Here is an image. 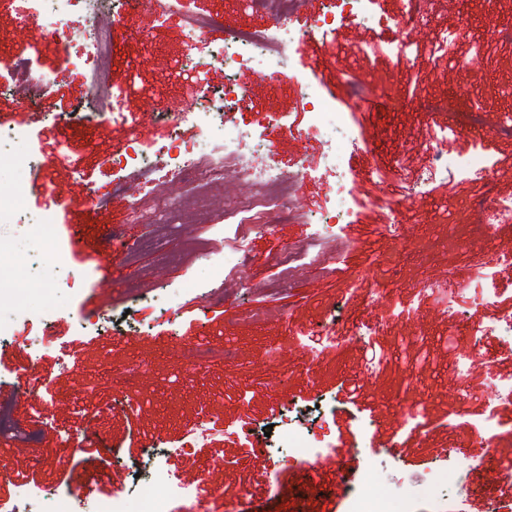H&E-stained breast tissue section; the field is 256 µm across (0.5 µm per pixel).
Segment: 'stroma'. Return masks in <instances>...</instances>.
<instances>
[{"mask_svg": "<svg viewBox=\"0 0 512 512\" xmlns=\"http://www.w3.org/2000/svg\"><path fill=\"white\" fill-rule=\"evenodd\" d=\"M427 8L426 26L346 22L299 45L283 79L267 81L246 108L227 113L261 136L283 127L273 147L254 156L256 167L288 171L312 161L295 195L313 216L326 206L332 176L318 163L324 139L308 131L305 84L318 85L369 142L350 162L357 206L342 227L352 247L340 271L303 268L295 287L280 290L281 266L311 225L272 221L251 233L242 242L243 278L230 282L211 267L207 250L233 234L224 218L243 208L252 187L227 172L213 184L212 223L163 224L165 210L189 207L187 185L161 172L149 183L112 163L130 144L161 159L176 137L191 134L172 123V113L201 106L203 87L223 85V68L211 62L219 37L188 40L190 17L223 16L228 31L263 29L271 18L246 0H184L173 15L156 10L114 23L104 78L122 89L123 115L86 120L79 116L87 108L86 73L65 68L44 43V16L27 0H0V81H9L23 52L35 74L53 79L47 111L0 94V125L23 130L33 158L24 207L0 224V238L29 254L36 275L58 288L50 304L33 298L25 313L34 329H49V349L0 341V402L11 404L16 423L15 431L0 432L10 449L0 458V512H25L13 496L20 480L41 486L43 512L61 493L135 496L148 452L185 447L205 416L222 422L223 433L168 465L205 475L200 493L210 512H250L271 498L279 512H346V494L333 492L335 469L276 471L250 450L268 426L301 406L314 424L326 425L333 447L350 449L349 485L369 468L402 491L446 463L460 468L458 487L416 512H512V486L484 483L474 468L492 444L480 430L486 418L497 426L494 444H512V405L485 396L512 374V338L477 331L512 319V267L500 268L494 303L479 309L458 295L449 314L436 296L416 290L438 279L464 287L512 242V228L481 229L479 212L456 221L458 210L485 194L512 199V139L464 120L477 110L512 118V42L493 35L487 0H428ZM450 33L455 46H441ZM405 37L419 54L391 52ZM476 50L480 61L463 63V53ZM350 77L368 84L365 101L349 99ZM427 98L453 106L446 124L422 111ZM435 144L451 156L483 150L495 165L483 180L422 183ZM394 200L404 208L388 228ZM144 201L152 204L149 221L132 223ZM41 215L52 220L65 269L31 246V224ZM105 265L111 285L102 288ZM362 272L367 282H359ZM69 279L81 281V290L65 288ZM205 341L219 356L193 362L190 350ZM225 349L231 358L222 357ZM472 350L477 361L464 364ZM460 445L471 457L453 454Z\"/></svg>", "mask_w": 512, "mask_h": 512, "instance_id": "1", "label": "stroma"}]
</instances>
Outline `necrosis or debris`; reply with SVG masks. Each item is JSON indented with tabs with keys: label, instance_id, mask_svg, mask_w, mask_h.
<instances>
[{
	"label": "necrosis or debris",
	"instance_id": "obj_1",
	"mask_svg": "<svg viewBox=\"0 0 512 512\" xmlns=\"http://www.w3.org/2000/svg\"><path fill=\"white\" fill-rule=\"evenodd\" d=\"M273 1L277 2L278 10L270 28L235 29L225 33L222 47L224 87L210 106L180 113V121L190 125L195 135L176 144L174 152L166 154L163 164L169 173L189 181L199 193L204 192L209 181L222 175L225 168L234 167L240 180L256 187L269 210L285 212L289 209L293 184L304 176L305 166H298L291 173L273 166L260 169L249 166L246 154L253 148V133L220 119L224 108L246 102L247 86L242 80L245 73L266 78L281 74L280 61L294 43L295 31L289 22L297 11L298 0H248V4L253 11L260 12ZM31 3L34 8L48 13V38L65 66L92 74L87 95L94 110L113 111L114 93L100 78L111 52L108 33L98 23L102 0H31ZM368 3L369 0H341L340 6H326L322 13L309 18L307 28L310 33L325 34L334 30L340 20L360 25L373 23L376 17ZM78 11L83 12L89 28V39L79 55L69 51L70 21ZM304 99L309 107L310 128L327 138L329 150L324 155V164L332 172L333 182L319 228L298 246L296 255L334 273L338 271L345 251L344 245L338 242L341 226L347 223L356 206L352 186L357 174L344 164L343 159L349 151L360 148L364 139L351 126L345 113L336 111L323 97L317 85H305ZM491 169L492 165L483 153L451 158L439 150L435 153L434 166L425 173L423 180L428 183L454 171L482 178ZM328 451L326 439L318 438L313 428L296 416L281 419L279 437L270 454L278 468L293 469L313 465ZM147 465L148 476L141 482L135 497L115 494L106 500L88 502L70 494L59 498L52 512H171L170 501L183 492L185 482L161 462L159 456H149ZM412 501L391 494L369 473L350 490L347 512H413Z\"/></svg>",
	"mask_w": 512,
	"mask_h": 512
}]
</instances>
